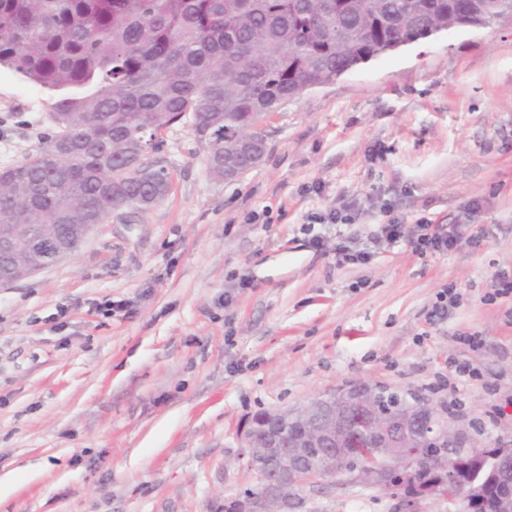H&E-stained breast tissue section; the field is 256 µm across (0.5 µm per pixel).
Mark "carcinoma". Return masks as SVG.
I'll return each instance as SVG.
<instances>
[{"instance_id":"obj_1","label":"carcinoma","mask_w":512,"mask_h":512,"mask_svg":"<svg viewBox=\"0 0 512 512\" xmlns=\"http://www.w3.org/2000/svg\"><path fill=\"white\" fill-rule=\"evenodd\" d=\"M490 0H0V67L54 92L56 131L0 168V231L31 237L61 224H104L114 208L145 211L170 177L148 160L162 131L190 123L205 163L228 140L304 89L399 46L476 20ZM380 410L418 400L376 387ZM491 460L455 458L493 509ZM404 492L454 494L448 472L418 469Z\"/></svg>"}]
</instances>
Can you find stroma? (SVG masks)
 <instances>
[{
  "label": "stroma",
  "mask_w": 512,
  "mask_h": 512,
  "mask_svg": "<svg viewBox=\"0 0 512 512\" xmlns=\"http://www.w3.org/2000/svg\"><path fill=\"white\" fill-rule=\"evenodd\" d=\"M51 103L0 69V168L42 146ZM257 127L266 154L231 182L188 125L166 129L149 155L170 176L161 202L114 211L74 255L0 288V512H221L258 484L256 412L361 382L512 444V294H492L512 280V17L399 47ZM349 203L352 223L310 225ZM390 219L397 243L337 264V235ZM421 219L467 230L421 253ZM448 287L458 305L432 318ZM107 301L124 311L102 315ZM299 492L303 512L449 510H405L350 473Z\"/></svg>",
  "instance_id": "stroma-1"
}]
</instances>
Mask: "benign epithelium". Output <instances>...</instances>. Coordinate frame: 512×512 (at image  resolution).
Wrapping results in <instances>:
<instances>
[{"mask_svg":"<svg viewBox=\"0 0 512 512\" xmlns=\"http://www.w3.org/2000/svg\"><path fill=\"white\" fill-rule=\"evenodd\" d=\"M265 153L266 142L262 135L242 137L237 142V154L226 153L224 162L210 165L211 175L218 180L234 181L240 177L237 157L247 156L258 164ZM21 248L17 235H0V257H13ZM62 248L63 237L60 235L36 240L30 250L39 255V263L19 275L0 277V287L54 265ZM431 419L432 412L419 413L410 428L406 423L380 413L374 407V393L368 384L360 386L354 409L337 404L336 392L331 391L298 409L276 410L269 415L263 428L254 427L248 434V463L259 461L264 464V470L259 474L256 487L235 494L243 505L240 512H299L305 500L292 486L311 477L343 473L356 474L360 483L400 498L409 508L413 497L401 491L400 483L410 460L418 458L430 467L445 468L450 454L475 455L482 451L474 442L467 447H453L460 441L459 432L444 425L439 434L448 438L452 448L446 452H433L417 447L412 428L429 427ZM355 428L385 444L383 461L349 457L345 440ZM291 430L297 433L294 440L288 439ZM494 459L500 464L495 477L502 486L498 512H512V446L506 444L496 448Z\"/></svg>","mask_w":512,"mask_h":512,"instance_id":"7a95c632","label":"benign epithelium"}]
</instances>
